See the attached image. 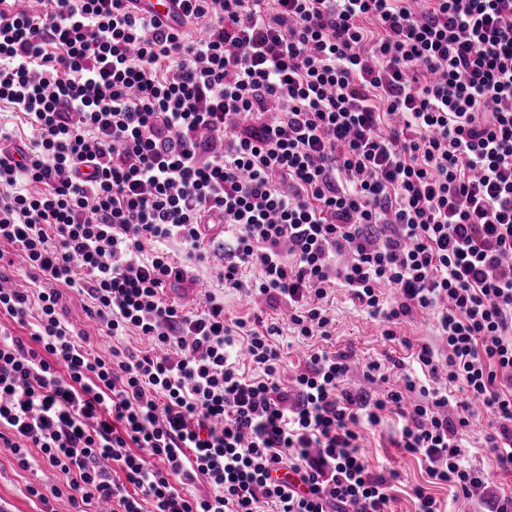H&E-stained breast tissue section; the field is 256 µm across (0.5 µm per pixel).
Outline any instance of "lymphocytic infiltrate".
Here are the masks:
<instances>
[{
	"label": "lymphocytic infiltrate",
	"instance_id": "1",
	"mask_svg": "<svg viewBox=\"0 0 512 512\" xmlns=\"http://www.w3.org/2000/svg\"><path fill=\"white\" fill-rule=\"evenodd\" d=\"M0 0V244L31 288H3L0 445L63 486L41 512H388L398 477L361 424L401 418L396 445L428 477L488 496L469 458L512 471V0ZM288 300L294 336L330 334L332 286L383 319L413 313L436 343L409 360L310 347L284 387L277 325L229 321L205 292ZM117 339L96 351L60 286ZM110 460L115 471L101 468ZM206 480L209 493L189 487ZM489 418L487 416H480L474 423L472 432L470 434V446H478L477 448H469L470 460L477 465H481L487 471L492 473V485L499 492L504 491L506 494L512 493V474L501 473L496 467L493 455L488 451V448H481L483 436L490 432Z\"/></svg>",
	"mask_w": 512,
	"mask_h": 512
}]
</instances>
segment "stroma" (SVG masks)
Wrapping results in <instances>:
<instances>
[{
    "label": "stroma",
    "mask_w": 512,
    "mask_h": 512,
    "mask_svg": "<svg viewBox=\"0 0 512 512\" xmlns=\"http://www.w3.org/2000/svg\"><path fill=\"white\" fill-rule=\"evenodd\" d=\"M61 293L65 319L87 333L94 345L108 347L111 340L106 336L102 324L89 316L87 299L68 287L62 288ZM329 304L335 325L325 347L331 351H351L362 360L380 359L387 354L402 358L408 354L402 345L403 340L418 344L430 339L432 334L431 319L417 314L399 326L400 341L390 342L382 335L383 322L370 318L356 307L347 290L333 288ZM287 307V302L279 300L261 303L258 308H261L267 322L278 324L282 330L277 342L284 356V375L289 378L303 359L304 347L286 331L288 323L283 314ZM399 426L398 417L391 414L379 426L365 424L361 427L362 444L372 463L393 467L400 474L395 499L391 504L393 512H414L412 490L417 486L426 487L428 493L445 507L446 512H482L480 502L456 496L453 488L448 485L430 483L420 459L395 448L393 441ZM489 430L488 417L482 416L475 421L469 438L472 446L469 458L474 464L491 472L495 489L512 493V474L498 472L492 454L481 446ZM59 481V474L43 465L35 464L30 469H20L9 450L0 447V504L6 506L8 512H39L41 505L38 500L29 498L27 485L50 487Z\"/></svg>",
    "instance_id": "1"
}]
</instances>
